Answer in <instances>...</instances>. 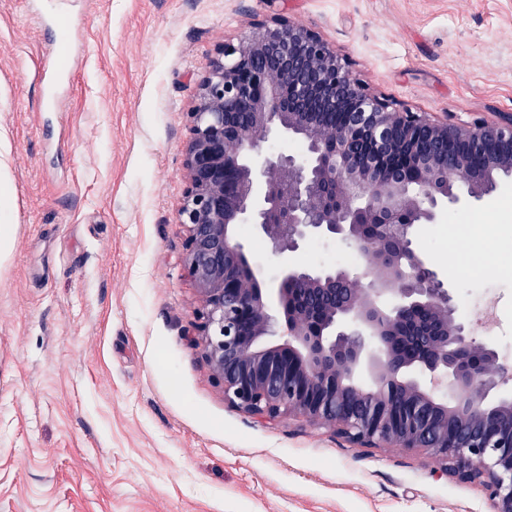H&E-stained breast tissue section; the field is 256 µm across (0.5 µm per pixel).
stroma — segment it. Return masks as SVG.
Here are the masks:
<instances>
[{"instance_id": "obj_1", "label": "stroma", "mask_w": 512, "mask_h": 512, "mask_svg": "<svg viewBox=\"0 0 512 512\" xmlns=\"http://www.w3.org/2000/svg\"><path fill=\"white\" fill-rule=\"evenodd\" d=\"M74 71L52 111L25 0H0V512H492L480 486L400 447L355 448L224 401L196 346L178 222L186 114L218 44L250 19L320 32L373 90L454 121L512 113V0H68ZM479 226L467 245L448 227ZM239 234L261 280L283 260ZM512 400V186L419 225ZM306 269L358 273L339 240Z\"/></svg>"}]
</instances>
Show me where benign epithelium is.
Wrapping results in <instances>:
<instances>
[{"instance_id":"obj_1","label":"benign epithelium","mask_w":512,"mask_h":512,"mask_svg":"<svg viewBox=\"0 0 512 512\" xmlns=\"http://www.w3.org/2000/svg\"><path fill=\"white\" fill-rule=\"evenodd\" d=\"M249 27L217 46L196 86L179 210L197 346L224 401L270 424L329 428L359 448L420 449L481 485L493 512H512V401L486 402L503 366L413 248L417 225L512 178V113L450 123L372 90L312 28L284 16ZM272 137L301 153H265ZM240 224L257 226L279 255L339 236L370 282L289 263L264 285ZM369 347L380 364L372 388L354 376ZM413 366L425 379L400 380Z\"/></svg>"}]
</instances>
